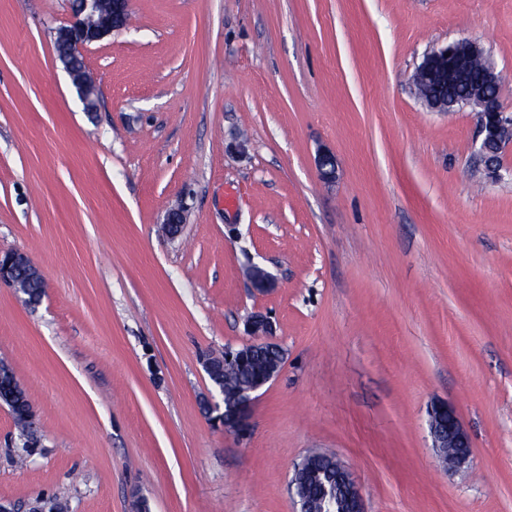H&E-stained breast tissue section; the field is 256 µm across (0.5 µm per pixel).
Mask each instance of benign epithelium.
<instances>
[{
  "label": "benign epithelium",
  "mask_w": 512,
  "mask_h": 512,
  "mask_svg": "<svg viewBox=\"0 0 512 512\" xmlns=\"http://www.w3.org/2000/svg\"><path fill=\"white\" fill-rule=\"evenodd\" d=\"M130 0H73L70 3V20L55 32V45H67L71 56L57 53L59 61L71 77L78 97L85 110L96 109L98 86L84 64H76L70 57L82 59L81 50L98 42L118 28L119 22L129 14ZM481 61L482 83L474 87L462 98H434L418 96L421 103L433 112H455L465 107H473L478 112L479 136L481 140L477 155L484 164L486 177L492 181L502 178L501 154L506 145L512 142V114L503 111L498 94L499 74L488 60L484 48L476 40L463 38L445 46L428 50L416 66L412 75V85L417 88L421 83L451 84L464 78L470 63ZM316 169L320 179L330 183L336 180V162L327 150L318 152ZM184 223V213L180 209L168 211L165 220L168 235H179ZM19 267H27L36 277H42L40 270L30 258L19 251L0 254V283L15 287L14 273ZM255 291L260 294L273 290L274 278L264 268L252 264L248 268ZM246 329L254 341L233 350L224 349V355L204 361L206 373L210 374L214 362L224 366L241 365L255 354L275 351L278 354L275 365L261 379L248 388L231 397H224V430L234 434L243 433L248 426L251 404L256 393L274 381L280 374L286 359L285 350L273 341L275 327L271 317L262 313H253L246 320ZM429 433L432 448L444 469L456 473L470 461L471 441L467 430L461 423L454 408L445 402L432 405L429 410ZM316 478L308 460L295 467L291 485L295 490L298 512H307L300 500L302 483ZM336 478L347 505L346 512H365L361 490L351 470L341 461H336ZM25 512H48L50 504L43 498H36L27 504ZM11 500H0V512H20L23 507Z\"/></svg>",
  "instance_id": "obj_1"
}]
</instances>
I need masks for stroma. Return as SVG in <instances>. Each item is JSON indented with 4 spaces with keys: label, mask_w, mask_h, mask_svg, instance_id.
<instances>
[{
    "label": "stroma",
    "mask_w": 512,
    "mask_h": 512,
    "mask_svg": "<svg viewBox=\"0 0 512 512\" xmlns=\"http://www.w3.org/2000/svg\"><path fill=\"white\" fill-rule=\"evenodd\" d=\"M68 5L0 0V252L46 285L37 304L0 286V359L42 446L17 465L0 404V498L295 512L319 448L366 512H512V150L485 181L474 111L409 89L426 51L470 37L512 113V0H131L82 51L93 112L54 46ZM254 311L287 360L239 438L201 409L222 400L203 361L249 343ZM438 401L472 441L453 475ZM429 433L432 448L446 471L456 473L469 463L472 448L469 434L448 403L430 407ZM334 459L336 461V478L339 481L348 509L340 512H366L361 490L355 476L336 456Z\"/></svg>",
    "instance_id": "stroma-1"
}]
</instances>
